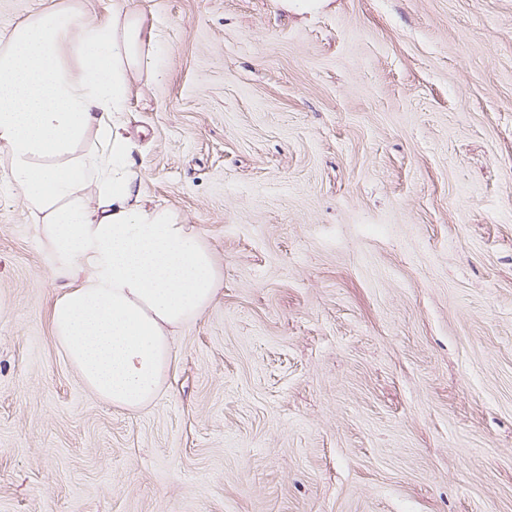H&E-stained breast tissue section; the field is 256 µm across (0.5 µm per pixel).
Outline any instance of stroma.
<instances>
[{
  "label": "stroma",
  "instance_id": "stroma-1",
  "mask_svg": "<svg viewBox=\"0 0 512 512\" xmlns=\"http://www.w3.org/2000/svg\"><path fill=\"white\" fill-rule=\"evenodd\" d=\"M121 115L220 289L100 400L0 148V512H512V0H128Z\"/></svg>",
  "mask_w": 512,
  "mask_h": 512
}]
</instances>
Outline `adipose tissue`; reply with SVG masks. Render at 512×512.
Returning a JSON list of instances; mask_svg holds the SVG:
<instances>
[{
  "mask_svg": "<svg viewBox=\"0 0 512 512\" xmlns=\"http://www.w3.org/2000/svg\"><path fill=\"white\" fill-rule=\"evenodd\" d=\"M126 3L112 0L96 21L63 5L0 31V146L60 281L57 345L99 399L137 412L156 398L174 336L209 306L219 277L195 226L141 192L118 115L132 79L155 70Z\"/></svg>",
  "mask_w": 512,
  "mask_h": 512,
  "instance_id": "ef3b65f1",
  "label": "adipose tissue"
}]
</instances>
